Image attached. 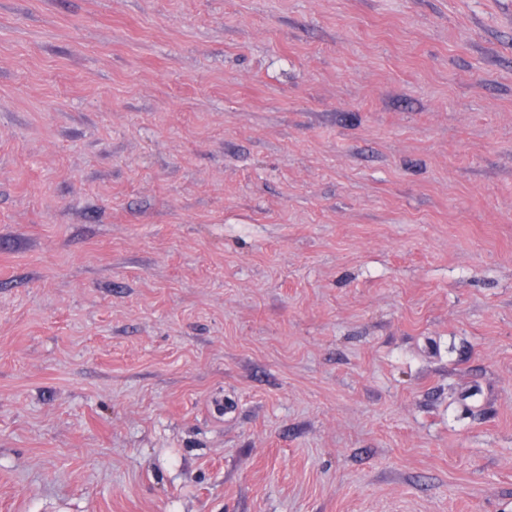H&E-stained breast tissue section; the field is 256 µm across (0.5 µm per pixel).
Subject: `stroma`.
<instances>
[{
	"label": "stroma",
	"instance_id": "obj_1",
	"mask_svg": "<svg viewBox=\"0 0 512 512\" xmlns=\"http://www.w3.org/2000/svg\"><path fill=\"white\" fill-rule=\"evenodd\" d=\"M0 512H512V0H0Z\"/></svg>",
	"mask_w": 512,
	"mask_h": 512
}]
</instances>
